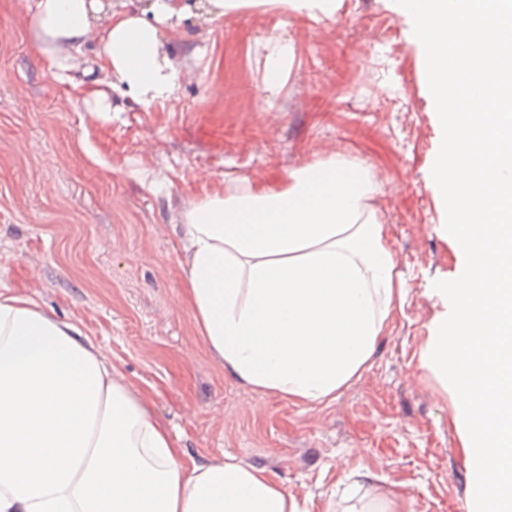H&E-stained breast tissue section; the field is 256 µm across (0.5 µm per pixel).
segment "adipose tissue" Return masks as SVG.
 <instances>
[{
    "label": "adipose tissue",
    "mask_w": 512,
    "mask_h": 512,
    "mask_svg": "<svg viewBox=\"0 0 512 512\" xmlns=\"http://www.w3.org/2000/svg\"><path fill=\"white\" fill-rule=\"evenodd\" d=\"M35 44L58 76L90 35L105 85L143 101L176 95L161 27L185 0H22ZM103 89L89 111L110 114ZM368 167L308 162L280 189L247 180L191 203L183 219L185 299L210 348L253 388L321 403L370 361L403 282L372 199ZM0 512H300L265 470L235 457L201 467L115 379L92 341L28 297L0 292Z\"/></svg>",
    "instance_id": "obj_1"
}]
</instances>
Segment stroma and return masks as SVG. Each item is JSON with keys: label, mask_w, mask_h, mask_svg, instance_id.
Instances as JSON below:
<instances>
[{"label": "stroma", "mask_w": 512, "mask_h": 512, "mask_svg": "<svg viewBox=\"0 0 512 512\" xmlns=\"http://www.w3.org/2000/svg\"><path fill=\"white\" fill-rule=\"evenodd\" d=\"M295 57L265 83L273 38ZM171 100L112 89L102 119L82 69L57 79L0 0V291L33 298L96 344L167 430L184 462L233 454L263 468L302 512H339L352 485L408 512H469L473 470L450 393L421 365L447 300L434 281L465 264L431 188L440 142L425 54L395 0H340L335 20L259 4L190 10L164 31ZM368 167L404 299L359 378L334 400L253 389L224 366L183 299L182 214L237 179L280 187L315 158Z\"/></svg>", "instance_id": "stroma-1"}]
</instances>
